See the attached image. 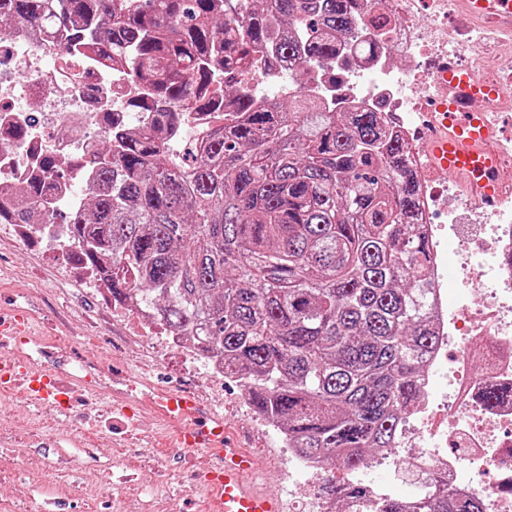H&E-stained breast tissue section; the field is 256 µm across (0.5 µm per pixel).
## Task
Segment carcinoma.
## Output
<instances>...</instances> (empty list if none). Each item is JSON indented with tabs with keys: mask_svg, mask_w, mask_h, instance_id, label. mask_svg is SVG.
<instances>
[{
	"mask_svg": "<svg viewBox=\"0 0 512 512\" xmlns=\"http://www.w3.org/2000/svg\"><path fill=\"white\" fill-rule=\"evenodd\" d=\"M0 0L3 26L63 33L66 49L118 67L153 99L150 123L118 127L94 162L80 260L138 292L161 324L205 337L254 412L289 447L349 470L393 445L420 394L436 335L423 305L429 245L407 153L376 112L283 106L234 88L270 68L336 59L345 0ZM222 122L170 157L180 113ZM39 182L0 197V223L41 224ZM428 512H479L432 478ZM375 512H415L390 498Z\"/></svg>",
	"mask_w": 512,
	"mask_h": 512,
	"instance_id": "cac0c4a2",
	"label": "carcinoma"
}]
</instances>
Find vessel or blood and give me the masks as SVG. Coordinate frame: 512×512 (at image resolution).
Listing matches in <instances>:
<instances>
[{"instance_id": "vessel-or-blood-1", "label": "vessel or blood", "mask_w": 512, "mask_h": 512, "mask_svg": "<svg viewBox=\"0 0 512 512\" xmlns=\"http://www.w3.org/2000/svg\"><path fill=\"white\" fill-rule=\"evenodd\" d=\"M442 78L452 97L436 108L440 133L430 151L448 175L479 181L484 193L492 194L496 184L487 176L494 165L491 130L481 113L467 105L488 88L473 72L446 71ZM0 347L10 351L8 358L0 360V393L20 391L26 404L50 407L60 419L73 416L74 391L96 394L102 390V373L91 371L87 362L45 363L41 333L26 312H0ZM153 408L176 424L174 447L215 457L209 477L214 512H282L279 497L258 483L263 476L259 460L238 444L223 415L184 389L158 393Z\"/></svg>"}]
</instances>
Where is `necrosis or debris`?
<instances>
[{
  "mask_svg": "<svg viewBox=\"0 0 512 512\" xmlns=\"http://www.w3.org/2000/svg\"><path fill=\"white\" fill-rule=\"evenodd\" d=\"M467 0H356L351 32L341 39L335 67L307 71L249 68L244 81L258 104L288 97L302 86L327 112H378L405 144L418 180L419 222L430 243L427 307L437 342L419 377L422 395L395 426V444L364 458L363 502L339 507L317 488L335 462L289 451L279 464L288 512H374L414 471L409 500H422L421 481L448 479L457 500L481 512H512V134L499 136L492 176L498 193L483 198L457 177L433 167L423 112L448 100L439 71L476 72L492 86L512 89V13L470 12ZM121 70L100 67L49 37L18 25L0 33V190L38 181L58 184L42 201L45 224H6L19 240L53 246L61 281L74 279L107 297L98 273L78 258L69 227L56 221L89 185L90 160L113 124H145L147 99ZM468 221L452 223V214ZM501 397L486 404L483 393Z\"/></svg>",
  "mask_w": 512,
  "mask_h": 512,
  "instance_id": "4bbe7bcc",
  "label": "necrosis or debris"
}]
</instances>
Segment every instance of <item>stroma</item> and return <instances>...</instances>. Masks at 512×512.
Segmentation results:
<instances>
[{"label": "stroma", "mask_w": 512, "mask_h": 512, "mask_svg": "<svg viewBox=\"0 0 512 512\" xmlns=\"http://www.w3.org/2000/svg\"><path fill=\"white\" fill-rule=\"evenodd\" d=\"M57 257L22 241L0 246V306L29 310L42 322L47 343L113 373L134 377L130 401L135 425L113 415L107 400L78 405L69 423L48 408L25 404L19 394H0V512H209L205 481L209 458L183 456L160 420L146 408L157 390L191 386L213 389L208 404L268 465L264 488L287 496L272 463L283 452L276 433L257 427L241 387L211 383L177 353L142 361V337L113 322L112 308L82 282L65 286L56 275Z\"/></svg>", "instance_id": "obj_1"}]
</instances>
